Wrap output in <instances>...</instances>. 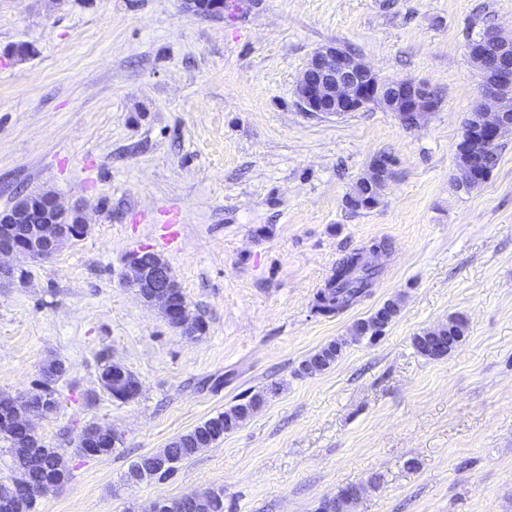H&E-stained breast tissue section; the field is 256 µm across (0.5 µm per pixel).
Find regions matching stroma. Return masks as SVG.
Instances as JSON below:
<instances>
[{
    "mask_svg": "<svg viewBox=\"0 0 512 512\" xmlns=\"http://www.w3.org/2000/svg\"><path fill=\"white\" fill-rule=\"evenodd\" d=\"M490 29L512 35V0H240L223 17L181 0H0V210L47 190L88 206L86 236L0 285V399L50 360L67 368L59 412L35 427L73 477L37 512H148L213 490L224 512H315L352 484L365 490L350 512H512V134L479 189L454 181L481 84L467 45ZM18 43L33 55L12 56ZM328 43L427 83L436 110L415 129L379 106L303 111L296 82ZM381 153V203L351 210ZM382 239L370 295L317 314L339 258ZM143 249L168 261L201 334L126 285ZM396 297L381 336L350 340ZM453 316L460 345L420 355L415 336ZM341 338L336 364L300 373ZM112 361L138 379L134 400L102 386ZM262 390L172 477L126 483L139 457ZM89 422L122 445L81 457ZM394 175L393 159L388 154H380L372 159L366 172L360 177V181H368L379 177L382 189ZM399 304V298L388 300L370 317L357 321L351 329V338L355 339V336L358 338L373 336L372 333L374 328L381 325L380 319L382 315L387 316L388 326L392 322L393 318L397 315L400 306Z\"/></svg>",
    "mask_w": 512,
    "mask_h": 512,
    "instance_id": "1",
    "label": "stroma"
}]
</instances>
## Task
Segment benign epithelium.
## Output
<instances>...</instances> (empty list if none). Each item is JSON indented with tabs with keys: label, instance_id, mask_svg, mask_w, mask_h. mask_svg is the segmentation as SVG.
Masks as SVG:
<instances>
[{
	"label": "benign epithelium",
	"instance_id": "7a95c632",
	"mask_svg": "<svg viewBox=\"0 0 512 512\" xmlns=\"http://www.w3.org/2000/svg\"><path fill=\"white\" fill-rule=\"evenodd\" d=\"M185 7L204 16L224 15L225 0H183ZM485 39L496 46L495 56L485 61L479 102L471 113L467 135L457 146L467 158L457 171L456 181L463 190H474L484 183L486 150L506 135L512 134V37L491 31ZM296 97L301 107L311 113L343 115L361 112L369 106L408 108L399 113L403 124L418 127L436 109L428 86L414 79L388 81L366 65L359 56L336 45L327 44L313 52L296 84ZM394 175L393 159L380 154L372 159L360 180L375 177L387 184ZM89 230L84 208L77 204L64 206L54 193L44 194L36 204L26 208L0 211V275L14 274L9 264L23 255L46 260L65 243L84 237ZM127 282L148 303L160 307L168 323L187 335L195 334L196 319L189 313L185 297L176 296L179 287L168 262L161 258L147 264L137 251L128 258ZM112 386H141L130 379L124 366L114 362L108 376ZM36 414L24 406L14 410V421L28 433L35 432L32 419Z\"/></svg>",
	"mask_w": 512,
	"mask_h": 512
}]
</instances>
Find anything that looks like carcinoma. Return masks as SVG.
<instances>
[{
  "label": "carcinoma",
  "instance_id": "carcinoma-1",
  "mask_svg": "<svg viewBox=\"0 0 512 512\" xmlns=\"http://www.w3.org/2000/svg\"><path fill=\"white\" fill-rule=\"evenodd\" d=\"M361 250H355L343 256L333 269L325 287L317 294L316 308L325 315H337L362 301L370 295L371 288L382 275V271L357 263V255ZM400 300L391 299L383 304L374 314L356 322L351 335L358 338L372 335L374 328L381 325L382 316L393 320L399 311ZM346 340L336 339L323 345L318 351L306 359L302 366L313 363L321 369L331 367L342 354ZM49 371L41 373V380L32 391L21 396V399L34 412L43 418H48L59 411L61 401L59 393L52 387L59 376ZM266 392H258L248 400L237 403L229 409L204 420L190 431L175 437L157 456L164 460V466L152 470H142V461L135 462L127 472L125 481L129 484H139L154 479L164 480L172 476L177 465L191 459L200 449L210 448L224 440V435L238 429L252 414L264 404ZM8 403L0 401V441L5 444L7 453L14 465L25 468L29 473L31 490L14 501L12 512H35L37 495L35 487L39 482L51 475L66 482L72 479V472L63 454L58 448H52L38 440V447L25 439V435L9 426L7 422ZM100 425L89 423L83 427L77 448H96L98 456L112 454L115 447L101 446L102 437L98 435ZM180 512H224V495L221 492H209L199 495L192 501L182 499L175 501ZM353 499L340 490L336 494L321 500L317 512H348Z\"/></svg>",
  "mask_w": 512,
  "mask_h": 512
}]
</instances>
